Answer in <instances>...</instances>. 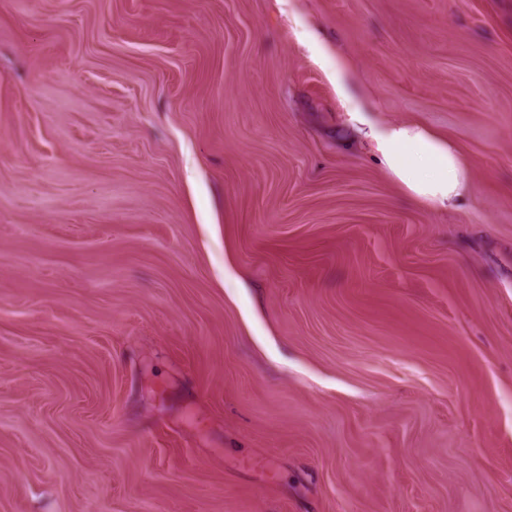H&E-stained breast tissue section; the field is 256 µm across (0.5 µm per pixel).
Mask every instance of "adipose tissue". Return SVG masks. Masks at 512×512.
I'll return each mask as SVG.
<instances>
[{"label":"adipose tissue","instance_id":"1","mask_svg":"<svg viewBox=\"0 0 512 512\" xmlns=\"http://www.w3.org/2000/svg\"><path fill=\"white\" fill-rule=\"evenodd\" d=\"M365 135L374 142L393 177L416 199L438 209L460 201L469 180V163L448 140L419 123H368Z\"/></svg>","mask_w":512,"mask_h":512}]
</instances>
